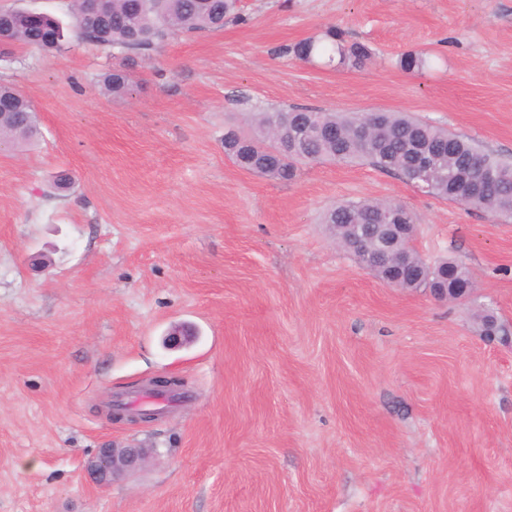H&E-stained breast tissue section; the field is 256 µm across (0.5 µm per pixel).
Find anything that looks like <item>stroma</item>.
Instances as JSON below:
<instances>
[{
    "label": "stroma",
    "instance_id": "stroma-1",
    "mask_svg": "<svg viewBox=\"0 0 512 512\" xmlns=\"http://www.w3.org/2000/svg\"><path fill=\"white\" fill-rule=\"evenodd\" d=\"M240 6L247 23L128 62L72 36L70 0H0L67 32L0 56L41 129L0 151V512H512V220L362 163L280 182L224 153L225 127L283 104L408 112L512 159V0ZM329 27L375 64L287 54ZM420 50L433 68H399ZM123 61L131 95L104 94ZM363 199L406 203L422 257L462 259L473 299L389 287L337 249L324 211ZM159 375L185 395L156 420L103 413ZM112 441L155 453L101 489L84 462Z\"/></svg>",
    "mask_w": 512,
    "mask_h": 512
}]
</instances>
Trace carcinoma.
I'll return each mask as SVG.
<instances>
[{
  "label": "carcinoma",
  "instance_id": "cac0c4a2",
  "mask_svg": "<svg viewBox=\"0 0 512 512\" xmlns=\"http://www.w3.org/2000/svg\"><path fill=\"white\" fill-rule=\"evenodd\" d=\"M77 37L102 47H117L145 54L165 40L203 31H217L228 23H242L245 15L238 0H112L108 14L87 12L85 0H72ZM65 38L62 24L53 17L35 26L20 24L10 30L6 50L17 46L60 47ZM304 61L320 59L362 68L374 62V53L364 43L348 42L343 33L327 31L321 38H308L287 48ZM430 60L420 51L401 56L406 72L421 70ZM102 88L115 97L131 91L125 66L105 73ZM370 123L361 137L358 129ZM39 133L37 110L18 89L0 84V142H22ZM224 153L234 162L244 159L247 168L278 181L296 177L305 162L334 161L368 163L383 172L417 186L420 162L430 160L441 176L429 185L427 194L475 209L512 218V160H505L473 140L448 132L403 112L341 113L280 106L249 115V129L224 130ZM385 212H395L404 224L416 223L415 214L399 200L339 202L329 209L323 223L336 225V235H349L353 227L378 224ZM430 279L414 288H427L429 281L448 276L450 288H473L466 264L455 257L424 264Z\"/></svg>",
  "mask_w": 512,
  "mask_h": 512
}]
</instances>
